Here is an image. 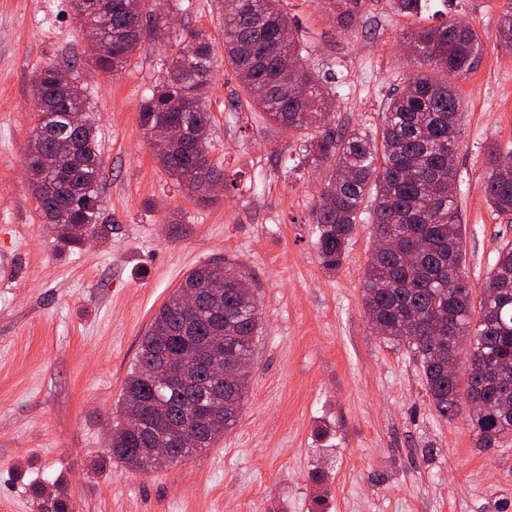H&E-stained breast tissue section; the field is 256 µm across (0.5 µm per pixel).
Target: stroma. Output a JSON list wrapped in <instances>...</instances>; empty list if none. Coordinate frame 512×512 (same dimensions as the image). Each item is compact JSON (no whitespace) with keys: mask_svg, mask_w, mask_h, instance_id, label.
Listing matches in <instances>:
<instances>
[{"mask_svg":"<svg viewBox=\"0 0 512 512\" xmlns=\"http://www.w3.org/2000/svg\"><path fill=\"white\" fill-rule=\"evenodd\" d=\"M508 1L431 0L422 15L427 26L466 20L482 39L477 66L455 80V200L477 295L512 242V214L492 211L483 190L489 152L512 147V49L496 40ZM281 7L304 63L332 80L330 127L380 133L387 98L412 73L410 18L367 0L344 30L316 0ZM190 30L213 46L210 157L233 183L205 207L165 174L138 121ZM47 66L72 70L101 139L108 233L71 252L59 251L26 167L32 82ZM306 137L247 106L218 0H181L114 73L91 64L68 0H0V512H42L36 483L65 486L74 512H309L319 468L327 512H512V441L478 448L465 416L435 411L415 357L368 322L371 201L341 269L320 267L312 211L323 175L284 165ZM224 259L247 272L261 308L238 425L148 474L108 461L113 412L155 312L190 269Z\"/></svg>","mask_w":512,"mask_h":512,"instance_id":"obj_1","label":"stroma"}]
</instances>
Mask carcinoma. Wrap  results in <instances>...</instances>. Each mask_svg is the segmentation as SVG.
<instances>
[{"label":"carcinoma","mask_w":512,"mask_h":512,"mask_svg":"<svg viewBox=\"0 0 512 512\" xmlns=\"http://www.w3.org/2000/svg\"><path fill=\"white\" fill-rule=\"evenodd\" d=\"M105 13L94 14L83 0H72L75 19L85 33L96 67L124 69L144 43L142 18L152 15L151 0H110ZM278 0H224V57L236 73L250 105L266 120L290 130H307L313 116L332 111V90L304 66L295 42L283 37L288 16ZM423 0H392L401 16H416ZM364 0H320L343 23L360 12ZM417 72L386 106L381 142L353 130L324 129L306 142L303 160L326 170L314 209L315 249L321 268L334 273L345 260L357 229L359 210L374 193L371 232L375 247L363 281V303L372 328L389 344L405 346L419 363L426 391L445 418L465 411L477 393L481 401L467 414L477 447L497 448L512 437V243L498 251L474 301L465 273L461 213L455 203L457 172L448 154L460 146L463 100L451 79L470 73L481 55L477 31L462 21L434 28H410L403 34ZM499 44L512 48V9L502 13L496 29ZM174 53L167 76L139 112L143 131L176 121L187 131L179 144L152 143L156 162L195 200L211 204L206 180L221 173L209 155L211 122L206 107L214 65L213 47L200 31L190 32ZM32 85L37 122L32 129L27 168L32 192L43 215L54 225L60 250H73L85 238L72 232L83 224L99 233L101 148L86 89L48 67ZM81 115L75 125L70 117ZM512 151L490 155L484 193L495 211L512 212ZM224 270L207 263L187 273L159 308L142 336L122 399L116 405L109 456L138 471L145 467L138 449L148 447L150 433L127 426L136 414L187 426L184 414L201 401L215 410L217 423L204 443L178 448L190 457L211 447L238 424L246 404L249 370L240 372L219 399L209 387L221 361L250 362L261 333L259 302L251 290L238 287L239 268ZM478 317H473V313ZM449 328L447 343L438 344L429 330ZM224 329V353L215 354L207 337ZM186 360L197 392L153 386L146 373L158 352ZM462 354L464 375L448 378V363ZM45 512H72L64 487L35 488Z\"/></svg>","instance_id":"carcinoma-1"}]
</instances>
